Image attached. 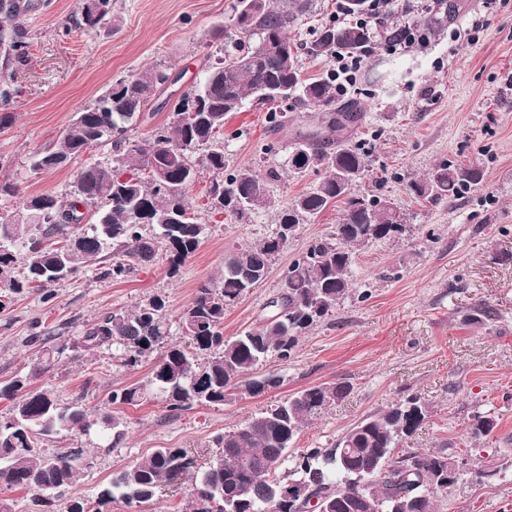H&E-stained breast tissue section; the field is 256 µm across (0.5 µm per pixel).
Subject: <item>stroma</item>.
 <instances>
[{"label":"stroma","instance_id":"obj_1","mask_svg":"<svg viewBox=\"0 0 512 512\" xmlns=\"http://www.w3.org/2000/svg\"><path fill=\"white\" fill-rule=\"evenodd\" d=\"M14 23L26 45L23 61H10L14 96L10 122L0 126V173L19 187L17 196H0V214L18 210L22 197L51 194L69 200L77 170L107 162L102 144L67 166L34 172L30 159L50 145L74 113L90 105L115 79L149 66L179 76L187 90L231 31L237 0H111L116 24L80 26L85 0H28ZM435 14L443 23L426 46L389 52L391 29L379 27L347 98L359 102L363 117L351 139L363 140L368 165L355 185L360 195L383 193L403 214L400 239H376L357 247V274L335 313L303 335L289 358L269 357L263 373L281 378L279 387L241 395L220 406H195L169 415L162 399L121 407L127 433L120 443L107 437L100 418L115 410L114 389L146 380L150 362L137 370L121 366L111 348L89 354L74 344L88 324L112 311H130L143 299L162 296L167 305L169 341L186 343L180 317L197 287L224 270V255L275 229L274 214L260 211L247 222L215 212L208 195L210 178L201 175L186 190L189 207L211 232L168 278L165 253L136 265L125 279L103 271L111 252L56 285L51 301L41 291L12 295L0 310V384L31 376V386L53 392L60 403L80 402L90 415L85 430L64 431L45 442V451L86 449L90 463L68 488L70 498L94 502L113 471L133 465L157 448H184L199 461L212 459L217 435L247 415L305 388L346 384V398L300 433L280 469L288 474L309 448H326L366 415L386 409L407 395L425 401L428 417L402 442L406 450L431 449L466 459L469 471L438 495V512H512V7L485 0H425L411 22ZM487 26L472 43L462 32L471 18ZM174 89V90H177ZM174 90L159 87L129 131L142 141L168 120ZM284 112L279 126L270 115ZM318 110L296 100L249 104L232 113L218 140L231 167L276 172L278 205L311 191L323 177L290 175L285 161L300 135L316 123ZM485 168L482 186L463 197L422 199L408 190L443 160ZM335 205L302 225L264 280L224 314V333L233 336L259 327L273 315L290 263L316 239L339 224ZM486 305L497 320L471 325L466 315ZM59 348L55 367L39 377L31 371L40 346L33 330ZM493 417L485 437L470 434L475 416ZM485 470L476 478L474 469Z\"/></svg>","mask_w":512,"mask_h":512}]
</instances>
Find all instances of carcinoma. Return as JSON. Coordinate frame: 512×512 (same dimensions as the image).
Masks as SVG:
<instances>
[{
  "mask_svg": "<svg viewBox=\"0 0 512 512\" xmlns=\"http://www.w3.org/2000/svg\"><path fill=\"white\" fill-rule=\"evenodd\" d=\"M234 33L222 56L204 68L203 77L184 92L171 119L150 138L132 141L149 98L168 74L144 69L112 83L93 104L75 113L52 143L31 159L35 172L61 168L94 147L109 143L112 157L77 172V193L70 201L50 194L29 196L23 208L37 211L34 224H9L0 214V283L13 294L25 288H49L93 263L112 246V265L103 275L125 278L130 261L148 264L165 248L168 273L174 276L208 237L210 225L188 207L185 191L202 172L211 175L209 195L217 210L238 221L259 210H274L272 234L241 244L224 257V273L202 283L181 316L188 338L185 346L166 345L170 335L166 301L151 296L129 312H112L91 323L79 344L86 352L107 345L130 368L159 352L146 381L112 392V404L137 406L161 397L174 415L195 405H222L239 393L243 379L270 355L290 356L298 339L336 312L349 293L356 268L355 248L373 239H398L405 233L400 212L382 194L360 195L354 185L367 166L364 143L344 138L362 118L355 102L336 104V83L329 77L305 80L299 65L301 45L288 31L309 15L315 0H237ZM110 12V0H88L82 21L93 28ZM376 32L368 25L322 24L309 55L332 58L338 53L366 51ZM300 100L342 117L319 140L300 136L288 154V171L302 176L322 168L325 175L314 190L276 207L270 179L250 167L229 168L224 147L216 137L224 121L246 101L265 104ZM336 146L327 151L318 141ZM484 167L478 159L467 164L442 161L423 178L409 182L419 198L450 200L480 186ZM344 203L342 222L329 237L314 241L288 266L275 314L259 329L224 336V313L262 283L276 257L303 224L337 202ZM99 207L97 222L80 230L78 206ZM23 271L13 276L18 259ZM59 350L42 347L31 377L0 385V399L11 402L0 419V482L15 489L40 492L36 512H74L72 503L52 509L55 494L74 483L88 464L82 448L45 453L43 442L64 430L89 427L88 414L74 403L60 406L46 390L30 388L35 378L55 366ZM281 384L275 374L253 379L244 387L257 395ZM348 393L346 385L303 389L269 405L216 437L223 460L219 466L198 465L183 448H157L130 467L113 473L95 498L96 512L120 500L139 507L154 500L167 483L192 478V512H303L290 496L302 487L308 497L332 503V512H392L398 501L416 500L413 512H437L438 493L454 486L463 460L435 452L406 453L401 442L425 420L427 406L410 395L391 407L366 416L329 448H310L300 455L293 477L278 475L288 448L302 429ZM112 432V445L124 438L127 422L120 414L102 418ZM493 419L475 416L473 438L489 435ZM348 449L346 456L336 452Z\"/></svg>",
  "mask_w": 512,
  "mask_h": 512,
  "instance_id": "carcinoma-1",
  "label": "carcinoma"
}]
</instances>
